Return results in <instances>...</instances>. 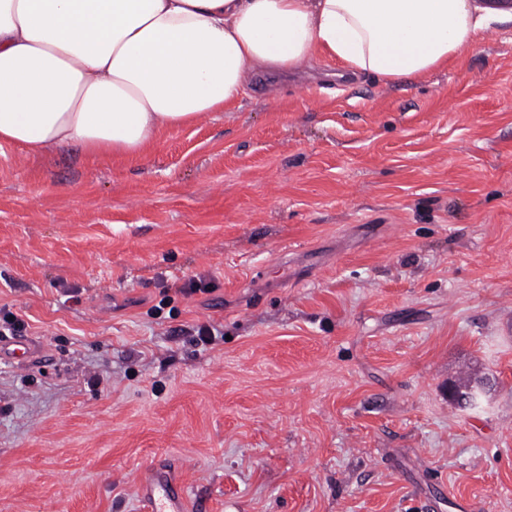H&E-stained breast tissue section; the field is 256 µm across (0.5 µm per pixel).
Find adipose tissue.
Listing matches in <instances>:
<instances>
[{
    "label": "adipose tissue",
    "mask_w": 512,
    "mask_h": 512,
    "mask_svg": "<svg viewBox=\"0 0 512 512\" xmlns=\"http://www.w3.org/2000/svg\"><path fill=\"white\" fill-rule=\"evenodd\" d=\"M503 0H0V141L134 154L315 57L398 83L447 65Z\"/></svg>",
    "instance_id": "ef3b65f1"
}]
</instances>
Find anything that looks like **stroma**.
I'll return each instance as SVG.
<instances>
[{"label": "stroma", "instance_id": "1", "mask_svg": "<svg viewBox=\"0 0 512 512\" xmlns=\"http://www.w3.org/2000/svg\"><path fill=\"white\" fill-rule=\"evenodd\" d=\"M340 70L134 156L0 143L40 352L0 357V512H141L159 459L202 512H512V23L415 82Z\"/></svg>", "mask_w": 512, "mask_h": 512}]
</instances>
